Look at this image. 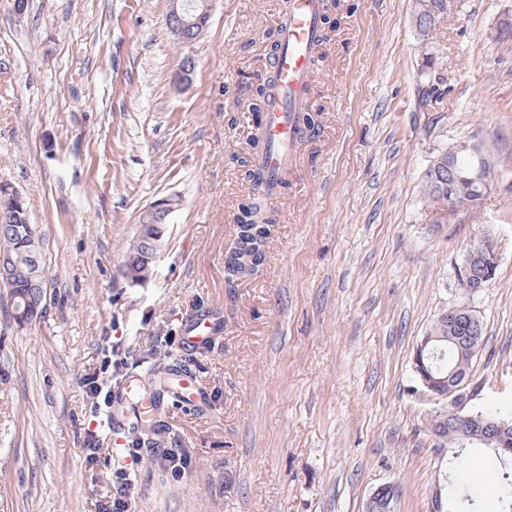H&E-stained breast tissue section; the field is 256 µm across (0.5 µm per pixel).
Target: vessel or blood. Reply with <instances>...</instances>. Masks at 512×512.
<instances>
[{"instance_id":"b4317fda","label":"vessel or blood","mask_w":512,"mask_h":512,"mask_svg":"<svg viewBox=\"0 0 512 512\" xmlns=\"http://www.w3.org/2000/svg\"><path fill=\"white\" fill-rule=\"evenodd\" d=\"M321 12V0H289L288 13L278 27L282 49L267 63V72L272 78L265 116L268 146L255 161V182L266 190L272 201L279 197L300 144L295 120L302 106L309 101L316 69ZM220 322V314L216 311L196 315L183 330L181 349L206 355ZM175 384L181 403L192 407L205 403V393L190 375L176 374ZM162 405L161 395L149 394L142 398L131 386H124L112 399V423L118 426L137 422L144 411L156 412Z\"/></svg>"}]
</instances>
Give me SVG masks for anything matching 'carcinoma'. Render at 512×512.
<instances>
[{"mask_svg":"<svg viewBox=\"0 0 512 512\" xmlns=\"http://www.w3.org/2000/svg\"><path fill=\"white\" fill-rule=\"evenodd\" d=\"M427 6L425 17L421 18V32L429 36L434 27L430 22L433 17L448 15V0H424ZM171 29L181 42H190L197 37L196 29L184 23L183 14H169ZM473 162L470 158L459 155L453 160L445 159L442 163L426 172L425 192L432 203L438 205L442 217L448 216V192L473 197L479 195L481 185L468 180ZM168 215L164 210H148L138 225L137 236L129 244L124 259L119 267L123 279L130 285H138L146 277L152 275L153 264L146 263V258L156 256L165 234ZM27 209H17L10 200L0 195V255H10L15 263L7 270V284L3 285L6 295L23 301L28 295L39 302V309L46 306L48 285L37 290L31 287L32 269L23 253L28 248L31 237L37 236L36 227L26 223ZM238 232L235 250L225 258V270L228 284L243 273L253 272L267 260V242L272 235L274 219L265 216L264 209L258 199L250 193L241 203L237 217ZM434 332L443 333L444 340H437L436 358L424 359V364L436 373L445 377L452 369H457L464 376H469L470 366L474 360L468 341L477 346L483 345L484 328L474 327L462 314L448 315L443 312L438 316ZM171 355L162 345L154 346L144 357L135 360V365L142 368L145 375L153 383L166 388L170 383ZM507 416L506 409L487 405L474 411L471 422L472 432L478 433L483 426L479 418ZM431 432L436 434L438 441L450 448L460 447L459 434L448 427V421L439 415L431 423ZM131 452L156 463L164 470H178L188 464V454L180 448H169L158 437L155 424L146 419L133 429ZM500 463L498 481L500 483L499 512H512V471H507L508 457L501 452L494 453ZM443 512H478L479 494L474 487L455 482L445 483L443 488Z\"/></svg>","mask_w":512,"mask_h":512,"instance_id":"cac0c4a2","label":"carcinoma"}]
</instances>
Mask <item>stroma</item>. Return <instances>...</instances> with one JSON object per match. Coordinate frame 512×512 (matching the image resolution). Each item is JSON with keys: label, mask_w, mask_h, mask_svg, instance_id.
<instances>
[{"label": "stroma", "mask_w": 512, "mask_h": 512, "mask_svg": "<svg viewBox=\"0 0 512 512\" xmlns=\"http://www.w3.org/2000/svg\"><path fill=\"white\" fill-rule=\"evenodd\" d=\"M324 2L318 126L273 207L267 261L230 284L255 89L286 0H215L186 45L168 0H0V182L27 203L48 280L42 317L21 326L0 308V512H88L119 470L132 512H365L387 485L395 512H429L444 475L498 512L496 458L474 449L453 468L430 432L447 403L422 391L413 356L440 313L469 307L485 345L465 408L512 407V40L493 37L512 0H460L427 41L412 0ZM468 138L490 187L443 220L425 173ZM170 195L154 273L128 285L118 266L140 217ZM485 234L499 262L473 296L455 268ZM210 307L222 329L190 363L209 405L168 397L156 419L190 455L174 475L130 455L82 380L106 358L113 382L137 375L132 355L159 343L182 360L185 323Z\"/></svg>", "instance_id": "stroma-1"}]
</instances>
